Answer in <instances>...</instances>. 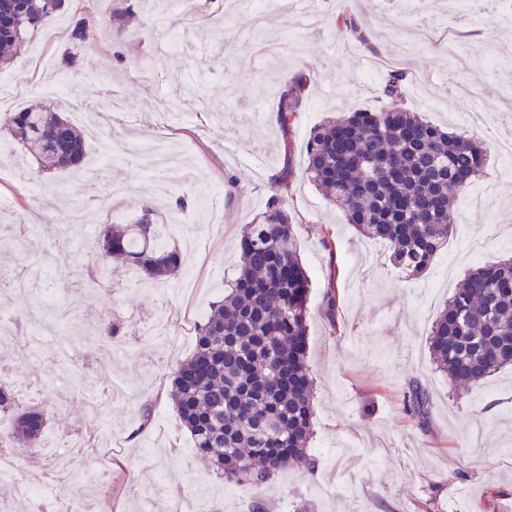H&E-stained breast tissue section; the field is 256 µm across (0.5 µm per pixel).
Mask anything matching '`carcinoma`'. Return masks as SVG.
<instances>
[{"label":"carcinoma","mask_w":512,"mask_h":512,"mask_svg":"<svg viewBox=\"0 0 512 512\" xmlns=\"http://www.w3.org/2000/svg\"><path fill=\"white\" fill-rule=\"evenodd\" d=\"M71 40L79 47L93 28L80 0ZM58 9L51 0H23L15 32L0 34V66L11 63L31 31ZM305 83L290 81L276 112L287 132ZM0 132L17 142L21 158L42 172L77 167L85 136L59 112L36 104L0 120ZM486 147L445 131L410 111L349 112L318 124L306 142L305 173L323 197L371 240L386 243L397 264L417 276L427 272L455 226L453 202L482 173ZM290 169L273 182L260 222L246 225L239 241L240 267L196 328L195 350L173 373L174 405L196 455L231 484L262 483L305 457L312 436L313 380L306 358V303L311 281L303 267L285 208ZM154 210L141 205L132 224H109L99 258H119L144 282L171 280L185 259L158 243ZM124 317L97 325L90 338L125 335ZM436 367L458 386L480 384L512 365V257L474 268L436 318L429 335ZM403 409L426 421L429 398L416 385ZM0 413L13 418L5 442L25 453L46 432L49 415L19 409L12 387L0 383ZM67 483L98 481L92 467L66 469Z\"/></svg>","instance_id":"cac0c4a2"}]
</instances>
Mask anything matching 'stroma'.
<instances>
[{
	"label": "stroma",
	"instance_id": "stroma-1",
	"mask_svg": "<svg viewBox=\"0 0 512 512\" xmlns=\"http://www.w3.org/2000/svg\"><path fill=\"white\" fill-rule=\"evenodd\" d=\"M195 12L151 10L149 0H84L95 23L73 48L71 12L57 13L31 35L0 83L24 92L0 108L35 103L64 113L81 128L119 131L136 120L145 141L164 140L184 160L176 194L189 200L223 190L219 213L198 218L206 241L187 255L182 274L161 290L113 280L111 293L79 292L73 272L89 257L79 245L55 247L60 230L82 211L101 231L117 219L134 221L151 201L156 223L175 210L173 195L154 189L142 163L88 153L77 168L42 173L36 166L0 165V220L28 225L39 247L23 259L0 251V270L30 279L29 290L0 292V318H23L32 306L59 320L45 343L85 354L81 326L123 314L129 323L166 317L178 324L188 308L208 312L224 296L225 278L240 264L244 225L256 222L272 194L270 176L291 168L288 211L312 281L306 363L313 379L314 424L309 462L286 468L264 484L227 485L206 464L181 455L190 447L171 400L177 364L192 353L194 331L156 341L153 358L113 359L109 368L58 373L55 363L31 362L0 346L12 380H39L23 406L48 409L50 432L95 428L99 443L123 437L111 458L92 457L97 486L50 489L51 499L86 502L95 512H167L171 497L188 495L192 512H512V366L481 384L454 387L433 363L431 326L468 270L512 255V158H500L499 123L512 112V8L479 13L466 0H265L262 21L227 0H196ZM354 14L368 43L336 32V18ZM77 52L83 77L57 99L47 85ZM407 74L405 93H382L389 74L379 58ZM305 75L290 132L273 121L285 81ZM357 110L412 111L436 125L485 143L483 180L494 186L481 209L456 210V224L430 270L414 278L394 268L390 250L372 244L307 180L305 144L312 127ZM261 149L246 157L239 143ZM40 203L31 206L30 190ZM339 305L328 316L327 292ZM124 380L122 398L85 415L82 393L102 389V372ZM430 396L425 426L402 410L409 384ZM153 401L149 427L137 432L140 408Z\"/></svg>",
	"mask_w": 512,
	"mask_h": 512
}]
</instances>
